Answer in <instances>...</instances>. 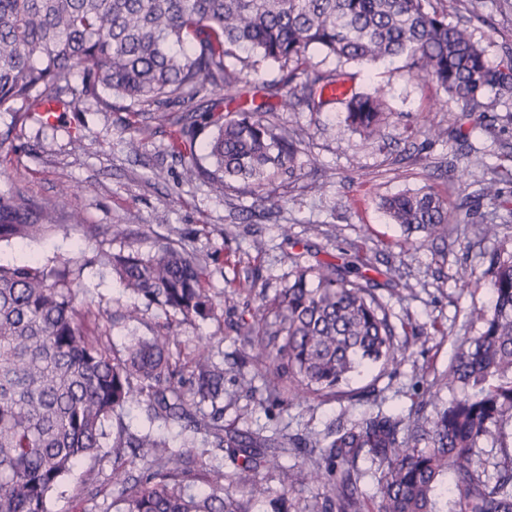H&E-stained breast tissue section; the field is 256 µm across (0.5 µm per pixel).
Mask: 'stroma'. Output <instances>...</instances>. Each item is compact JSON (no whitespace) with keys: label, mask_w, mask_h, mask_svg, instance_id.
<instances>
[{"label":"stroma","mask_w":512,"mask_h":512,"mask_svg":"<svg viewBox=\"0 0 512 512\" xmlns=\"http://www.w3.org/2000/svg\"><path fill=\"white\" fill-rule=\"evenodd\" d=\"M430 6L465 24L490 64L512 65V0H485L476 12L469 0H430ZM344 70L350 91L384 89L393 112L389 123L380 136L367 139L343 125V107L336 103L317 112H277L299 153L293 177L272 184V206L241 183L221 195L204 182L186 183L181 162L167 152L168 127L139 133L138 118L122 98H113L108 112L75 102L51 129L33 120L13 124L10 111L1 109L0 131L11 136L0 145V195L19 190L55 207L57 227L23 244L0 242V262L34 259L53 266L80 252L90 298L112 311L144 301L119 285L99 254L145 252L160 237L186 243L207 262L219 299L234 281L253 275L258 288L275 294L288 283L294 255L307 265L363 256V273L377 283L398 328L394 343L405 357L353 377L336 397L261 406L240 388L243 349L230 326L257 314L253 301L219 306L209 320L177 323L181 349L192 352L205 338L215 342V360L224 366V421L244 430L313 439L378 407L405 413L422 401L426 414H433L450 396L448 389H435V379L447 373L462 340L481 330L474 314L491 301L490 255L500 245L512 248V219L505 217L512 210V113L488 93L480 116H466L462 103L411 77L402 60L348 64ZM431 128L444 130V137H427ZM77 135L78 147L72 142ZM135 137L141 145L134 153L129 141ZM490 178L503 190L500 200L483 194ZM67 189L74 193L68 207L61 203ZM420 189L446 201L447 238L406 235L382 211L383 198ZM74 207L83 224H72ZM113 224L125 229V237L107 234ZM486 224L497 225V238L483 236ZM464 269L470 274L466 288L458 281ZM404 324L418 331L414 345L400 331ZM112 462L111 449L104 448L74 470L52 494L49 512H113ZM250 477L267 489L251 512H309L318 492L314 486L283 489L277 473L263 468Z\"/></svg>","instance_id":"1"}]
</instances>
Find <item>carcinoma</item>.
Segmentation results:
<instances>
[{"label": "carcinoma", "mask_w": 512, "mask_h": 512, "mask_svg": "<svg viewBox=\"0 0 512 512\" xmlns=\"http://www.w3.org/2000/svg\"><path fill=\"white\" fill-rule=\"evenodd\" d=\"M427 0H0V109L18 121L50 126L55 106L74 100L112 107L104 93L155 111L144 123L166 122L163 105L219 96L235 102L247 83L238 52L280 64V107L320 111L324 92L344 83L338 67L305 66L318 47L340 64L370 66L404 58L409 72L434 83L468 111L488 92L512 98V66L493 67L466 26L429 11ZM81 76L80 86L71 77ZM344 123L372 136L389 118L385 93H353ZM274 107H239L230 118L192 108L171 122L168 151L185 164L184 180L206 182L222 195L242 181L262 192L279 174L293 173L295 141L272 116ZM215 127L198 161L199 131ZM391 223L405 232H448L446 203L431 192L406 191L383 200ZM54 208L14 191L0 195V241L47 236ZM293 281L263 301L258 319L231 325L250 348L253 372H238L260 403L288 405L308 396L334 397L368 364H396L395 329L375 284L346 264H301ZM123 288L166 316L215 317L211 271L180 242L162 238L147 252L104 256ZM79 257L48 267L31 260L0 264V512H47L63 476L109 447L115 512H248L267 493L253 481L236 496L224 471L191 470L194 448L170 446L155 423L182 421L212 437L211 446L243 458L242 471H276L283 489L316 484L315 512H364L359 459L374 467L371 512H512V251H493L487 275L492 300L475 313L479 335L465 339L441 385L453 395L427 417L368 413L351 427L328 429L314 442L312 463L286 466L275 435L223 423L224 368L211 340L189 363L166 323L123 352L112 327L141 320L137 307L112 314L92 309ZM256 292L245 279L224 303ZM209 403L211 415L201 412ZM132 405L148 428L121 419ZM118 417L112 425V417Z\"/></svg>", "instance_id": "cac0c4a2"}]
</instances>
